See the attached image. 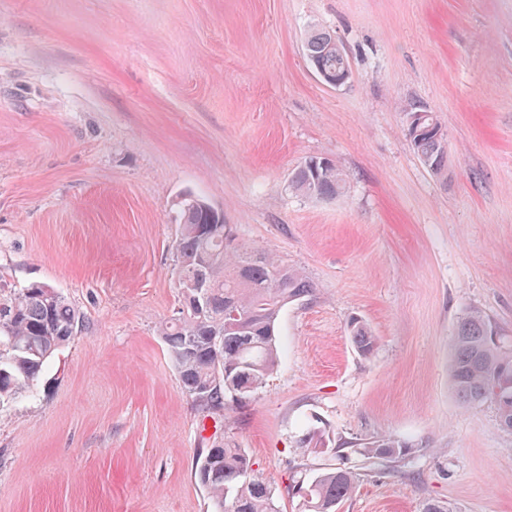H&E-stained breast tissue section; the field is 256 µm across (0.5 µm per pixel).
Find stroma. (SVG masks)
Listing matches in <instances>:
<instances>
[{"mask_svg":"<svg viewBox=\"0 0 512 512\" xmlns=\"http://www.w3.org/2000/svg\"><path fill=\"white\" fill-rule=\"evenodd\" d=\"M314 25L347 83L308 62ZM412 107L442 124L447 181ZM312 157L342 170L335 198L289 191ZM188 194L314 286L280 313L277 368L216 415L158 332ZM33 281L86 328L0 403V512H211L197 455L230 442L280 512L334 467L357 475L338 512H512V431L449 375L464 312L512 346V0H0V293ZM381 435L409 454L359 453ZM424 111L426 119L421 112ZM411 110L409 121L413 122L416 129L420 127L423 122L425 127H432L431 130L424 131L420 134H415L408 131V135L412 146L419 158L426 166V168L436 177L447 179L448 178V152L444 143V133L442 132V125L439 120L434 117L432 112L426 110ZM348 334L354 348L363 356L371 355L376 346V339L366 324L353 318L348 324Z\"/></svg>","mask_w":512,"mask_h":512,"instance_id":"1","label":"stroma"}]
</instances>
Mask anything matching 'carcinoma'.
<instances>
[{
  "label": "carcinoma",
  "mask_w": 512,
  "mask_h": 512,
  "mask_svg": "<svg viewBox=\"0 0 512 512\" xmlns=\"http://www.w3.org/2000/svg\"><path fill=\"white\" fill-rule=\"evenodd\" d=\"M326 29H313L305 42L306 57L317 72L336 74L350 69L340 45H332ZM428 130L408 132L426 168L448 178V152L439 120L425 112ZM344 178L334 161L311 160L291 174L288 188L317 198H333ZM175 240L177 288L181 307L175 322L162 327L186 394L199 390L196 405L211 413L224 411L227 398L242 400L254 393L278 362L275 324L282 308L313 294V284L298 270L252 246L224 245V212L196 197L178 202ZM204 224H215L209 235ZM205 287L198 288L196 284ZM83 327L80 313L56 288L34 281L14 297L0 299V400L28 391L42 376L56 352ZM348 334L354 348L371 355L376 339L366 324L353 318ZM450 377L459 400L472 406L493 401L498 415L512 417V350L501 346L490 321L479 311L462 314L450 353ZM409 446L382 435L360 454L394 462ZM196 470L210 494L213 512H279L267 479L253 469L246 449L235 444L203 448ZM356 474L336 467L293 486L304 512H336L356 486Z\"/></svg>",
  "instance_id": "carcinoma-1"
}]
</instances>
